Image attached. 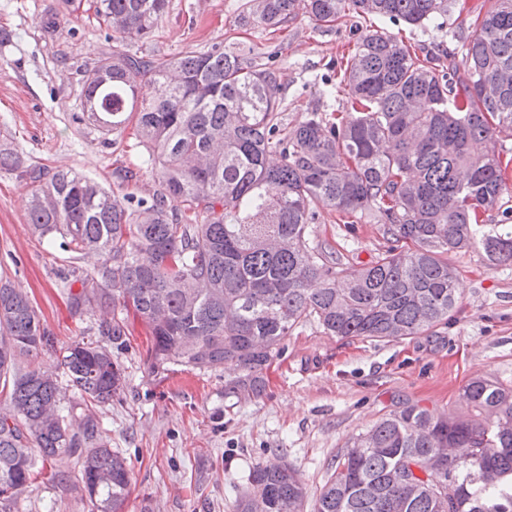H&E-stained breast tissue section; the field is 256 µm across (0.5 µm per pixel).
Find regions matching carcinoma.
<instances>
[{"mask_svg":"<svg viewBox=\"0 0 512 512\" xmlns=\"http://www.w3.org/2000/svg\"><path fill=\"white\" fill-rule=\"evenodd\" d=\"M244 24L278 26L307 13H351L422 26L454 0H252ZM471 33L434 54L373 29L336 63L322 94L348 88L351 110L311 113L282 133L284 87L254 53L213 44L170 60L129 46L149 38L169 0H96L112 46L79 70L83 117L101 134L135 123L143 162L158 170L152 197L131 201L83 174L26 164L0 139V169L29 180L25 230L71 256L96 254L94 272L63 269L72 309L112 314L99 338L38 358L55 337L28 294L0 274V512H20L37 484L70 490L52 469L70 458L93 512H123L124 456L102 436V407L124 394L128 313L148 327L152 372L236 367L224 396L260 397L265 372L292 331L310 321L331 336L394 341L428 334L456 310L448 253L478 248L512 263V209L481 216L508 191L512 152V0H490ZM154 95L138 97L143 80ZM276 152L280 163L268 164ZM374 217L387 246L357 268L315 241L318 209ZM80 284L73 291L74 284ZM470 412L407 404L336 455L312 512H512V388L477 377ZM236 512H305L298 472L257 463Z\"/></svg>","mask_w":512,"mask_h":512,"instance_id":"carcinoma-1","label":"carcinoma"}]
</instances>
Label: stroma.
Masks as SVG:
<instances>
[{
    "mask_svg": "<svg viewBox=\"0 0 512 512\" xmlns=\"http://www.w3.org/2000/svg\"><path fill=\"white\" fill-rule=\"evenodd\" d=\"M81 0L64 10L62 0H0V134L28 162L70 168L116 195L151 196L159 186L142 161L131 132L105 140L80 119L77 70L110 43L111 29L98 25ZM439 25L399 31L412 46L439 52L452 37L470 33L483 0H459ZM249 0H169L153 36L135 52L170 59L215 43L263 54L285 88L281 123L294 128L313 112L346 109L345 89L322 96L341 54L351 53L366 29L357 18L338 28L301 15L277 30L240 27ZM58 12L59 27L45 37L39 16ZM28 187L15 171H0V268L27 291L57 345L93 338L98 313L78 315L59 289L57 272L75 266L93 272L90 256L69 259L39 245L25 231ZM318 239L335 242L351 264L369 263L384 240L369 221L345 227L336 212L321 209ZM458 271V306L432 333L394 341L340 338L310 322L293 332L285 351L267 370L265 393L237 401L225 397L232 366L196 371L174 365L151 372L150 333L135 316L127 320L130 343L118 357L127 374L121 400L103 409V436L131 468L124 512H233L250 469L272 456L294 466L309 499H316L336 455L385 414L407 401L436 413L468 412L463 388L478 376L512 387V265H488L481 251L449 257ZM21 512H84L79 494L36 487Z\"/></svg>",
    "mask_w": 512,
    "mask_h": 512,
    "instance_id": "obj_1",
    "label": "stroma"
}]
</instances>
